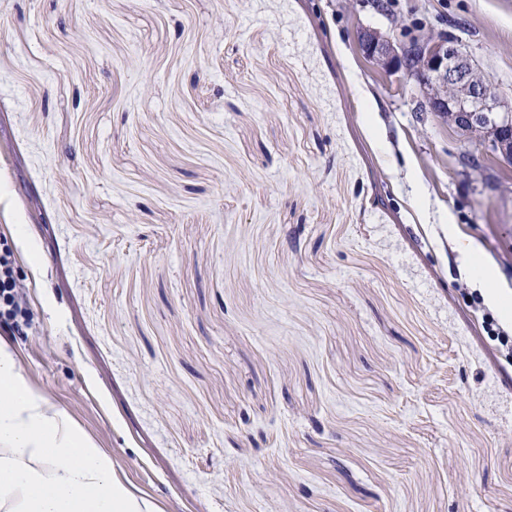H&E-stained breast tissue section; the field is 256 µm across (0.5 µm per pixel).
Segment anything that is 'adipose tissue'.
Returning <instances> with one entry per match:
<instances>
[{
    "label": "adipose tissue",
    "instance_id": "obj_1",
    "mask_svg": "<svg viewBox=\"0 0 512 512\" xmlns=\"http://www.w3.org/2000/svg\"><path fill=\"white\" fill-rule=\"evenodd\" d=\"M490 306L512 320V290L462 247ZM62 409L32 390L0 341V512H150Z\"/></svg>",
    "mask_w": 512,
    "mask_h": 512
}]
</instances>
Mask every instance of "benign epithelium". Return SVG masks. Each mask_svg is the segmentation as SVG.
I'll use <instances>...</instances> for the list:
<instances>
[{
  "mask_svg": "<svg viewBox=\"0 0 512 512\" xmlns=\"http://www.w3.org/2000/svg\"><path fill=\"white\" fill-rule=\"evenodd\" d=\"M362 53L386 71H403L423 83L426 108L466 140L512 154V108L502 105L489 78L480 73L452 37H421L399 49L375 31L360 34Z\"/></svg>",
  "mask_w": 512,
  "mask_h": 512,
  "instance_id": "benign-epithelium-1",
  "label": "benign epithelium"
}]
</instances>
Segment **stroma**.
Here are the masks:
<instances>
[{
	"label": "stroma",
	"instance_id": "obj_1",
	"mask_svg": "<svg viewBox=\"0 0 512 512\" xmlns=\"http://www.w3.org/2000/svg\"><path fill=\"white\" fill-rule=\"evenodd\" d=\"M0 0V327L154 512H512V163L361 29L456 37L512 106V0ZM458 249L463 254L466 265L478 276V286L484 290L489 305L498 310L506 320L512 321V291L500 287L494 272L469 247L460 244ZM24 288L15 276L11 249L0 250V326L18 328L22 318L21 299ZM462 294L481 314L487 338L493 348L505 357H512V325L508 327L494 315L477 289L462 288Z\"/></svg>",
	"mask_w": 512,
	"mask_h": 512
}]
</instances>
